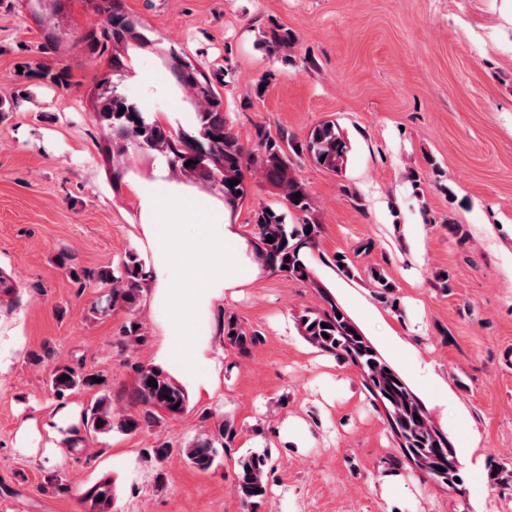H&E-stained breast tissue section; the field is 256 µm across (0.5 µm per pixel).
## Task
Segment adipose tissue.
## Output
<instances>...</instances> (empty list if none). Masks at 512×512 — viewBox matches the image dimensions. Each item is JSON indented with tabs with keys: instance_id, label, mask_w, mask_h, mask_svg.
Here are the masks:
<instances>
[{
	"instance_id": "obj_1",
	"label": "adipose tissue",
	"mask_w": 512,
	"mask_h": 512,
	"mask_svg": "<svg viewBox=\"0 0 512 512\" xmlns=\"http://www.w3.org/2000/svg\"><path fill=\"white\" fill-rule=\"evenodd\" d=\"M144 250L156 272L153 309L166 341L158 360L196 390L212 391L213 367L189 354L187 339L208 336L207 322L226 291L255 279L258 267L224 205H208L180 185L158 179L135 186Z\"/></svg>"
}]
</instances>
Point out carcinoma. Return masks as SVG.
<instances>
[{"label": "carcinoma", "instance_id": "obj_1", "mask_svg": "<svg viewBox=\"0 0 512 512\" xmlns=\"http://www.w3.org/2000/svg\"><path fill=\"white\" fill-rule=\"evenodd\" d=\"M96 9L104 16V25L88 35L92 51L104 54L112 44L124 50L150 45L148 38L139 30V23L129 15L121 0H97ZM293 37L280 27L270 28L264 40L268 51L279 53L288 49ZM169 57L175 60L170 67L175 87L188 90L202 108L195 112L193 131L173 129L157 118L142 111L140 107L119 91L125 76L126 65L119 53L108 58V70L100 79L106 86V95L101 97L98 115L102 125L117 134L122 145L119 151L129 147L159 154L174 171L186 175L201 176L211 182L215 194L224 198V204L234 208L250 194L245 173L252 170L262 172L267 181L283 190L285 209H276L260 204L251 210L250 222L256 238V254L259 260L274 273L288 278L316 284L312 271L306 264V251L317 246L320 224L313 218L314 204L303 183L289 167V154L304 155L320 167L332 172L343 168L347 161V142L340 127L333 120L316 125L303 141H297L285 129L277 136L259 130L257 142L248 147L233 131L232 124L224 113V99L220 88L224 87V75H206L190 60L179 56L174 49ZM194 161L188 166L186 162ZM238 184L231 187L229 181ZM301 197L294 198L295 194ZM301 214L302 222L288 223L289 210ZM312 230H307V227ZM274 241H267V237ZM135 258L125 266V275L116 276L109 270L77 271L69 267V273L80 284L87 281L103 286L117 284L113 289L112 302H122L133 311L139 304L140 285ZM327 307L307 310L300 316L303 336L313 346L338 358L351 361L359 367L369 391L381 400L392 431L400 441L405 458L414 464L427 479L447 486H456L459 477L450 451L448 439L431 424L424 407L412 394L408 386L373 353V347L360 336L357 327L333 300L324 297ZM341 316H336V313ZM327 327H321V324ZM224 340L241 353H246L256 343L258 334L246 330L233 315L224 316ZM329 338H324V335ZM67 379H62V376ZM157 386L148 385V380ZM50 384L59 396L82 387H93L97 382L90 374H79L66 364H57L50 372ZM136 395L146 406L141 414L120 415L112 412L106 396L98 398L87 412L83 427L87 434L109 432L116 428L133 433L151 427L158 416V408L171 415L185 408L184 389L164 371L151 366L137 369ZM237 430L227 421L218 425L217 435L207 434L182 453L189 462L201 471L208 470L217 453L215 444L231 447ZM271 471L269 456L251 453L240 460L236 474L234 492L246 512H257L267 492L268 475ZM103 500H98V497ZM112 479H101L83 494L85 512H112Z\"/></svg>", "mask_w": 512, "mask_h": 512}]
</instances>
